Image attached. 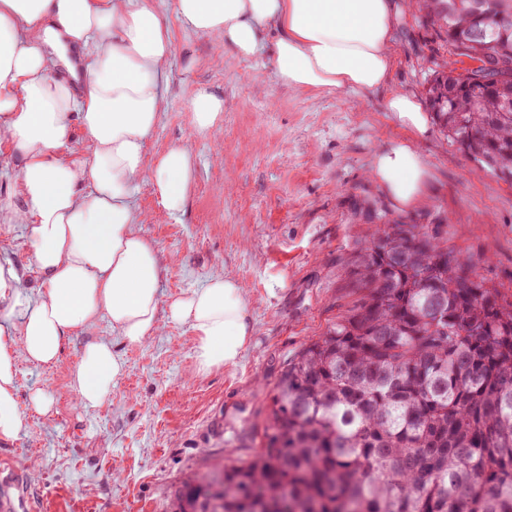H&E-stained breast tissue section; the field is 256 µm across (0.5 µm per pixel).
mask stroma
I'll use <instances>...</instances> for the list:
<instances>
[{
  "label": "stroma",
  "mask_w": 512,
  "mask_h": 512,
  "mask_svg": "<svg viewBox=\"0 0 512 512\" xmlns=\"http://www.w3.org/2000/svg\"><path fill=\"white\" fill-rule=\"evenodd\" d=\"M174 39L164 84L166 107L146 143L147 159L172 146L192 152L194 180L175 216L144 181L133 204L165 267L159 286L161 332L126 347L107 320L72 336L51 366L20 362L19 405L28 431L0 444V460L20 471L42 512H166L187 477L235 463L261 441L274 384L288 359L345 315L359 294L353 260L371 226L358 209L422 224L434 217L448 247L479 277L512 286V185L478 169L437 127L420 147L431 171L425 199L402 208L368 170L374 154L405 131L385 110L388 89L321 95L278 83L265 57H234L222 43L187 29L175 0H159ZM388 88L425 98L433 71L462 61L427 25L404 12L392 33ZM224 102L213 133L192 135L190 93ZM0 241L24 288L41 276L23 225L0 219ZM243 285L253 336L237 366L200 371L192 333L170 322L168 306L216 273ZM106 339L126 361L123 377L97 409L79 408L71 375L88 344ZM53 403L35 412L34 392Z\"/></svg>",
  "instance_id": "obj_1"
}]
</instances>
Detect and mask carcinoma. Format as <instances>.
Returning a JSON list of instances; mask_svg holds the SVG:
<instances>
[{
	"label": "carcinoma",
	"mask_w": 512,
	"mask_h": 512,
	"mask_svg": "<svg viewBox=\"0 0 512 512\" xmlns=\"http://www.w3.org/2000/svg\"><path fill=\"white\" fill-rule=\"evenodd\" d=\"M457 54L431 117L512 182V0H418ZM360 299L288 360L253 456L174 491L169 512H512V296L439 232L388 218L354 259Z\"/></svg>",
	"instance_id": "cac0c4a2"
}]
</instances>
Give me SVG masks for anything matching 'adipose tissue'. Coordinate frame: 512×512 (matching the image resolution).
I'll list each match as a JSON object with an SVG mask.
<instances>
[{"instance_id":"ef3b65f1","label":"adipose tissue","mask_w":512,"mask_h":512,"mask_svg":"<svg viewBox=\"0 0 512 512\" xmlns=\"http://www.w3.org/2000/svg\"><path fill=\"white\" fill-rule=\"evenodd\" d=\"M190 30L224 43L239 58L267 54L277 81L297 91L388 88L393 0H176ZM89 55L78 83L58 78L67 52ZM173 39L154 0H0V143L20 163L25 225L41 288L20 286L0 259V441L26 433L18 403L20 361L55 363L67 340L107 318L124 343L156 336L163 276L154 245L138 229L134 186L150 181L163 207L182 212L193 179L190 150L174 146L144 160L166 98L161 83ZM386 109L408 131L377 152L369 174L401 207L419 204L431 173L418 148L428 119L417 98L388 89ZM81 130L86 158L60 149ZM170 321L188 325L198 368L237 366L253 325L241 282L217 274L204 288L174 299ZM124 373L109 341L91 344L71 375L78 406H101Z\"/></svg>"}]
</instances>
